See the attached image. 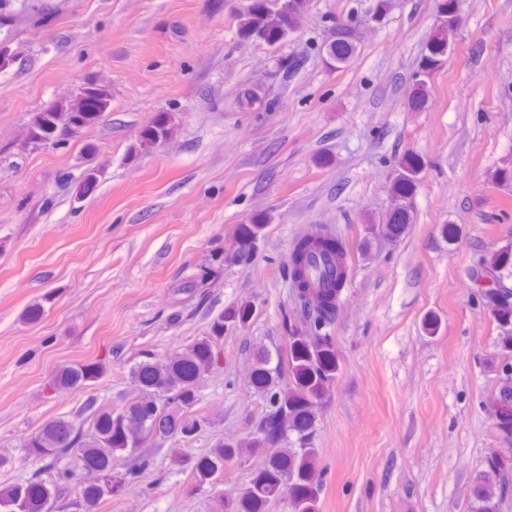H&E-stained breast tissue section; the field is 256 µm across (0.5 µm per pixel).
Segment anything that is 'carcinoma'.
Returning <instances> with one entry per match:
<instances>
[{"label": "carcinoma", "instance_id": "carcinoma-1", "mask_svg": "<svg viewBox=\"0 0 512 512\" xmlns=\"http://www.w3.org/2000/svg\"><path fill=\"white\" fill-rule=\"evenodd\" d=\"M442 26L425 44L417 71L406 90L407 105L421 111L428 104V83L445 65L452 40L461 27L455 13L459 0H435ZM302 0H253L235 16L237 36L275 43L300 24ZM360 32L348 25L336 30V38L324 47L329 64L342 68L350 63L360 43ZM110 105V92L97 86L79 89L61 110L33 114L26 144L57 145L95 122ZM170 128L165 120L144 134L143 146L165 140ZM422 171L420 160L408 155L395 170L393 203L379 224L391 238L410 223L413 193ZM288 278L304 319V329L291 332L287 348L261 347L254 352L252 383L264 396V412L254 431L235 443L218 442L206 454L191 458L170 448V460L190 471L197 486H216L224 469L257 454L264 459L252 472L246 488L222 501L224 512H267L283 484L292 486L291 512H318L324 479L318 467L319 449L313 435L318 413L329 400L339 371L333 329L336 309L347 285L346 253L341 244L317 236L297 242L288 260ZM477 297L496 324V367L512 365V244L484 252L469 273ZM253 307L242 304L219 314L206 335L163 358L135 364L130 375L138 394L123 407L112 409L92 400L90 429L84 431L63 417L47 420L24 447L28 454L68 464L45 482L32 479L0 488V512H55L58 499L76 473L92 471L97 478L81 489L82 512H97L100 505L118 495L129 472L115 462L138 455L145 440L158 445L189 439L202 428L197 405L198 382L218 363L224 341V324L243 325ZM107 371L102 362L78 363L58 369L49 381L56 393L94 385ZM493 423L506 442L512 441V376L500 375L490 399ZM297 436L298 447L284 448L288 433ZM512 497V448L489 455L485 470L470 485L471 512H497L499 503Z\"/></svg>", "mask_w": 512, "mask_h": 512}]
</instances>
